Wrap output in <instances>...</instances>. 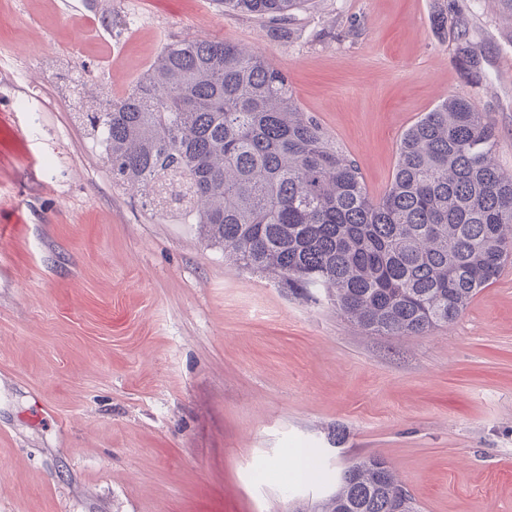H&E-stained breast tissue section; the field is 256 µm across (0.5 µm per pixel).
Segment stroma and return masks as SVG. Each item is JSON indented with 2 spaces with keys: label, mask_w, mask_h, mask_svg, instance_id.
<instances>
[{
  "label": "stroma",
  "mask_w": 512,
  "mask_h": 512,
  "mask_svg": "<svg viewBox=\"0 0 512 512\" xmlns=\"http://www.w3.org/2000/svg\"><path fill=\"white\" fill-rule=\"evenodd\" d=\"M268 26L222 0H0V512H314L369 455L416 512H512V261L428 335L367 333L113 184L39 50L118 98L170 41L256 49L375 197L404 131L463 97L512 173L499 0H303ZM458 57L463 77L472 84H481L482 73L476 58V53L467 43L458 48Z\"/></svg>",
  "instance_id": "obj_1"
}]
</instances>
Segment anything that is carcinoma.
<instances>
[{
  "label": "carcinoma",
  "mask_w": 512,
  "mask_h": 512,
  "mask_svg": "<svg viewBox=\"0 0 512 512\" xmlns=\"http://www.w3.org/2000/svg\"><path fill=\"white\" fill-rule=\"evenodd\" d=\"M304 0H224L272 22ZM463 77L482 82L458 48ZM75 105L104 143L112 182L164 218L188 217L224 258L279 286L325 292L371 334L424 336L456 320L512 257V174L494 126L467 99L439 102L402 135L392 180L366 191L356 162L300 111L288 77L224 39L167 44L122 98ZM370 455L348 466L320 512H391L411 497Z\"/></svg>",
  "instance_id": "obj_1"
}]
</instances>
